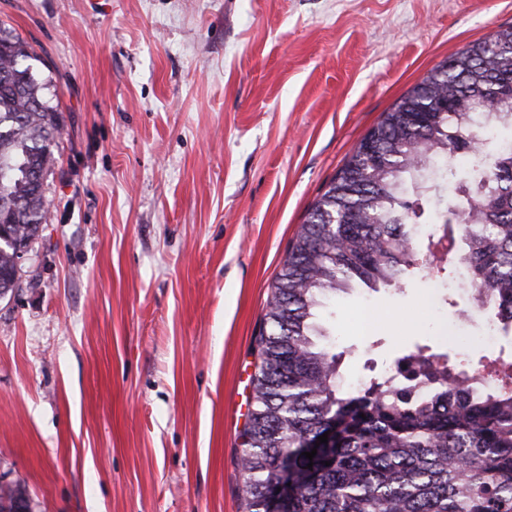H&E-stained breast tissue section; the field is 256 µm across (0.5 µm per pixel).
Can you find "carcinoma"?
<instances>
[{
    "label": "carcinoma",
    "instance_id": "obj_1",
    "mask_svg": "<svg viewBox=\"0 0 512 512\" xmlns=\"http://www.w3.org/2000/svg\"><path fill=\"white\" fill-rule=\"evenodd\" d=\"M28 42L0 27V296L46 223L58 103L36 77ZM512 111V26L449 56L354 147L311 206L271 284L256 337L254 408L242 433L244 512H268L283 471L288 512H512V361L484 355L459 384L428 347L343 392L342 355L319 310L354 285L403 288L415 276L469 274L468 317L490 310L512 330V127L484 133L481 113ZM465 150L461 167L441 161ZM429 172L448 193L433 212L448 246L418 256L406 181ZM331 443L302 452L327 430ZM330 465H325V462ZM312 468H307V464ZM32 512L20 484L0 485V512Z\"/></svg>",
    "mask_w": 512,
    "mask_h": 512
}]
</instances>
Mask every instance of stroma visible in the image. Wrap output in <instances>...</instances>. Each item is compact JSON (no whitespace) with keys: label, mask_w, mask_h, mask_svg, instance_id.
Returning a JSON list of instances; mask_svg holds the SVG:
<instances>
[{"label":"stroma","mask_w":512,"mask_h":512,"mask_svg":"<svg viewBox=\"0 0 512 512\" xmlns=\"http://www.w3.org/2000/svg\"><path fill=\"white\" fill-rule=\"evenodd\" d=\"M49 66V212L0 298V484L33 512H242L270 285L383 112L512 0H0ZM458 280L338 296L340 381L415 346L471 359Z\"/></svg>","instance_id":"obj_1"}]
</instances>
